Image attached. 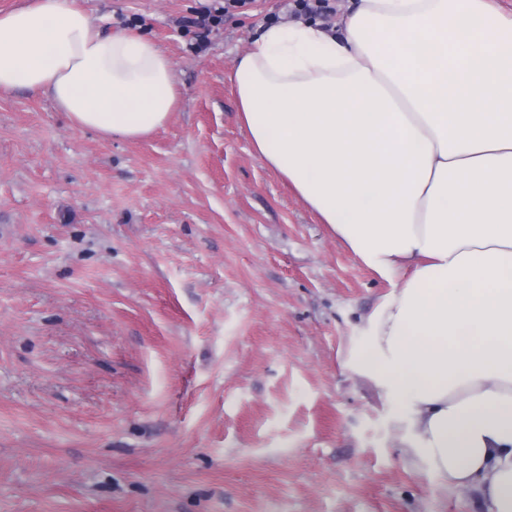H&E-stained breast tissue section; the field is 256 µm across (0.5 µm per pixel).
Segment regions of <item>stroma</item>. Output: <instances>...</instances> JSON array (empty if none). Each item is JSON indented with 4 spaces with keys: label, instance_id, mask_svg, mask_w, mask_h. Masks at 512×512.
Masks as SVG:
<instances>
[{
    "label": "stroma",
    "instance_id": "35a3bbf8",
    "mask_svg": "<svg viewBox=\"0 0 512 512\" xmlns=\"http://www.w3.org/2000/svg\"><path fill=\"white\" fill-rule=\"evenodd\" d=\"M170 57L142 140L0 91V512H484L412 467L344 359L404 272L366 266L254 152L251 35L295 0H72Z\"/></svg>",
    "mask_w": 512,
    "mask_h": 512
}]
</instances>
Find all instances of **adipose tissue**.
I'll list each match as a JSON object with an SVG mask.
<instances>
[{"mask_svg":"<svg viewBox=\"0 0 512 512\" xmlns=\"http://www.w3.org/2000/svg\"><path fill=\"white\" fill-rule=\"evenodd\" d=\"M232 81L264 164L362 262L408 270L346 369L406 457L486 512H512V15L492 0H358L334 36L274 24ZM135 140L182 103L165 51L70 0L0 11V90Z\"/></svg>","mask_w":512,"mask_h":512,"instance_id":"adipose-tissue-1","label":"adipose tissue"}]
</instances>
